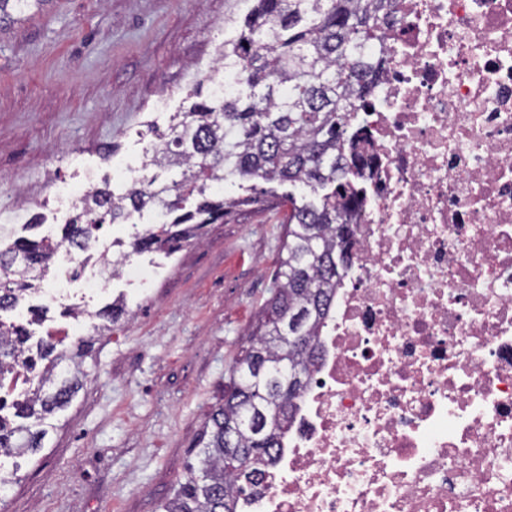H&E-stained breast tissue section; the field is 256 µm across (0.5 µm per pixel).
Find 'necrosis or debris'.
Here are the masks:
<instances>
[{"mask_svg": "<svg viewBox=\"0 0 512 512\" xmlns=\"http://www.w3.org/2000/svg\"><path fill=\"white\" fill-rule=\"evenodd\" d=\"M360 110L351 260L276 462L237 512H512V0H397ZM61 248L40 295L112 273Z\"/></svg>", "mask_w": 512, "mask_h": 512, "instance_id": "4bbe7bcc", "label": "necrosis or debris"}]
</instances>
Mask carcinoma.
<instances>
[{"instance_id":"1","label":"carcinoma","mask_w":512,"mask_h":512,"mask_svg":"<svg viewBox=\"0 0 512 512\" xmlns=\"http://www.w3.org/2000/svg\"><path fill=\"white\" fill-rule=\"evenodd\" d=\"M49 0H0V28L21 20ZM396 0H257L237 36L224 42V72L233 89L210 92L167 129L154 131L145 150L143 175L129 185L108 181L62 225L60 238L21 236L0 248V312L15 309L39 290L46 260L62 245L81 247L105 224H125L134 214L162 213L161 222L132 236L121 257L161 251L171 255L209 224L254 198L224 195L235 181L278 180L307 188L311 197L283 195L286 233L279 256V284L265 308L257 335L232 365L224 403L210 411L200 437L199 466L161 506L162 512H237V498L261 467L272 464L291 422L293 401L308 386L316 339L329 316L336 288L348 268L349 214L361 204L347 158L366 141L353 126L358 102L372 94L383 62L361 53L384 25L399 23ZM290 87L288 98L280 87ZM290 328L305 346L284 337ZM22 326L0 320V387L26 359L30 391L13 401V419L0 416V456L35 453L43 447L46 420L65 410L81 388L76 348L42 338L29 344ZM234 450L253 457L249 474L225 466V436Z\"/></svg>"}]
</instances>
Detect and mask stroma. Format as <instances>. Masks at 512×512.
I'll return each instance as SVG.
<instances>
[{
  "instance_id": "stroma-1",
  "label": "stroma",
  "mask_w": 512,
  "mask_h": 512,
  "mask_svg": "<svg viewBox=\"0 0 512 512\" xmlns=\"http://www.w3.org/2000/svg\"><path fill=\"white\" fill-rule=\"evenodd\" d=\"M254 0H49L0 32V229L42 233L69 215L47 199L52 181L100 185L139 177L148 125L166 126L214 65ZM254 202L166 258L142 255L155 277L122 279L79 303L52 306L47 328L95 337L83 386L43 448L0 459V512H162L195 463L207 414L273 296L284 212L270 195L303 188L256 180L226 185ZM128 311L97 335L113 296Z\"/></svg>"
}]
</instances>
